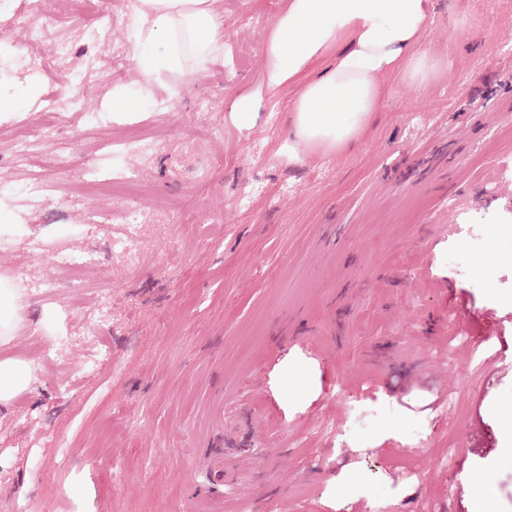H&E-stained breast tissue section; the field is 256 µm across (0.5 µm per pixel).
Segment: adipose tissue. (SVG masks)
I'll use <instances>...</instances> for the list:
<instances>
[{"mask_svg": "<svg viewBox=\"0 0 512 512\" xmlns=\"http://www.w3.org/2000/svg\"><path fill=\"white\" fill-rule=\"evenodd\" d=\"M129 52L141 84L180 81L188 59L205 63L224 50V21L214 0H137ZM432 22L429 0H283L271 28L267 60L274 82L293 79L316 59L347 42L334 66L308 81L294 100L291 134L310 151L355 147L382 100V78L404 69L415 88L440 69L418 50ZM25 299L12 277L0 275V346H9L28 321ZM31 361L0 358V408L33 390Z\"/></svg>", "mask_w": 512, "mask_h": 512, "instance_id": "obj_1", "label": "adipose tissue"}]
</instances>
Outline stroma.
I'll list each match as a JSON object with an SVG mask.
<instances>
[{
    "mask_svg": "<svg viewBox=\"0 0 512 512\" xmlns=\"http://www.w3.org/2000/svg\"><path fill=\"white\" fill-rule=\"evenodd\" d=\"M0 0V96L36 94L0 123V275L25 290L30 326L0 357L37 369L36 390L0 412V512H512V367L477 392L497 343L474 348L451 326L456 300L503 318L512 345V256L465 246L448 230L512 231V0H430L421 46L440 62L427 88L397 69L354 149L305 153L290 132L314 62L271 87L267 0H215L224 53L179 85L143 93L129 54V0ZM108 19L104 37H83ZM46 27L31 42L32 20ZM71 55L57 61L55 40ZM94 60L80 111L70 81ZM137 103L116 113L112 94ZM68 113L69 170L46 154L18 162L13 131L37 127L45 97ZM256 106L244 128L232 105ZM207 99L209 111L197 102ZM106 124L93 127L91 114ZM223 131L213 139L210 130ZM154 135L146 160L117 153L132 131ZM139 171L147 214L136 256L113 250L108 183ZM93 169L97 185H83ZM40 178L47 199L26 183ZM60 252L89 254L82 274ZM110 294V321L95 313ZM65 355L47 358L56 336ZM95 372H87L90 363ZM492 427L494 449L471 447ZM454 451L451 471L410 455ZM236 460L223 488L211 453ZM487 478L488 496L455 499L457 475Z\"/></svg>",
    "mask_w": 512,
    "mask_h": 512,
    "instance_id": "stroma-1",
    "label": "stroma"
}]
</instances>
